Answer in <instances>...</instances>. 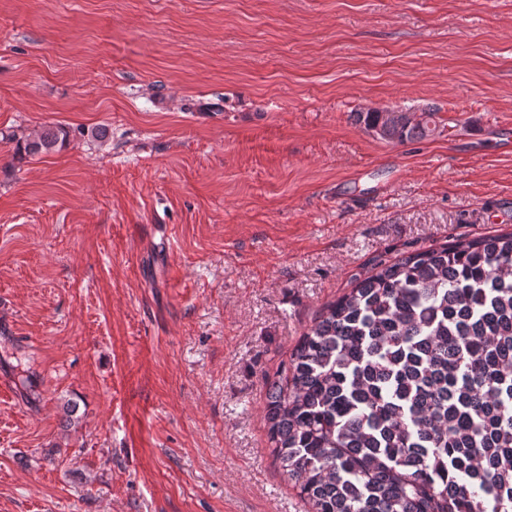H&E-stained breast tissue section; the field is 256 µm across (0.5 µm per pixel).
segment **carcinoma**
<instances>
[{"mask_svg": "<svg viewBox=\"0 0 512 512\" xmlns=\"http://www.w3.org/2000/svg\"><path fill=\"white\" fill-rule=\"evenodd\" d=\"M434 115L356 122L404 142ZM66 140L48 126L18 150ZM264 421L310 512H512V232L379 262L300 338Z\"/></svg>", "mask_w": 512, "mask_h": 512, "instance_id": "cac0c4a2", "label": "carcinoma"}]
</instances>
